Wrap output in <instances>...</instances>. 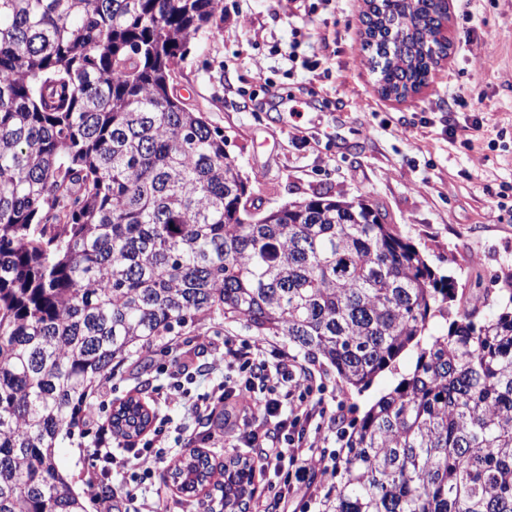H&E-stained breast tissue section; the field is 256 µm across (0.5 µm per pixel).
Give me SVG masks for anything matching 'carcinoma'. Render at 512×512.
<instances>
[{"label":"carcinoma","mask_w":512,"mask_h":512,"mask_svg":"<svg viewBox=\"0 0 512 512\" xmlns=\"http://www.w3.org/2000/svg\"><path fill=\"white\" fill-rule=\"evenodd\" d=\"M367 18L381 94L418 93L447 15L381 0ZM223 24L224 0H0V512H86L59 434L114 360L216 321L360 393L397 376L337 428L318 512H512V288L458 293L362 198L248 208L223 131L174 93ZM110 423L129 441L151 416L130 397ZM214 472L192 449L172 478Z\"/></svg>","instance_id":"obj_1"}]
</instances>
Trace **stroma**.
<instances>
[{
	"label": "stroma",
	"mask_w": 512,
	"mask_h": 512,
	"mask_svg": "<svg viewBox=\"0 0 512 512\" xmlns=\"http://www.w3.org/2000/svg\"><path fill=\"white\" fill-rule=\"evenodd\" d=\"M365 0H224V29L201 33L178 75L186 105L221 128L226 151L248 179L261 209L311 196L365 199L385 223L426 255L458 290L512 286V0H451V48L419 93L383 97L378 75L361 54ZM299 103L290 118L271 94ZM492 121L472 127L481 114ZM162 350L132 354L107 382L97 411L105 420L134 396L171 425H191L184 405L161 408L171 384ZM322 393L344 419L363 414L395 384L383 373L365 392L346 388L321 367ZM82 429L61 436L60 468L86 512L94 466ZM171 464L142 483L113 472L114 487L137 485L139 496L169 486L164 512H224L220 493L187 496L171 489Z\"/></svg>",
	"instance_id": "stroma-1"
}]
</instances>
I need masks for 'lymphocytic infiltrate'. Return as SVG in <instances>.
Segmentation results:
<instances>
[{
    "label": "lymphocytic infiltrate",
    "instance_id": "f902f5d3",
    "mask_svg": "<svg viewBox=\"0 0 512 512\" xmlns=\"http://www.w3.org/2000/svg\"><path fill=\"white\" fill-rule=\"evenodd\" d=\"M199 346L209 351L211 370L224 369L234 377L192 402L191 412L207 427L189 432L184 446L256 452L252 471L261 488L252 494L253 512H285L296 495L323 483L327 465L321 443L335 418L323 399L313 398L311 372L285 348L220 333L201 335ZM167 425L160 419L138 448L122 446L108 425H98L90 455L106 468L90 476L89 489L117 468L148 475L165 464L173 453Z\"/></svg>",
    "mask_w": 512,
    "mask_h": 512
}]
</instances>
